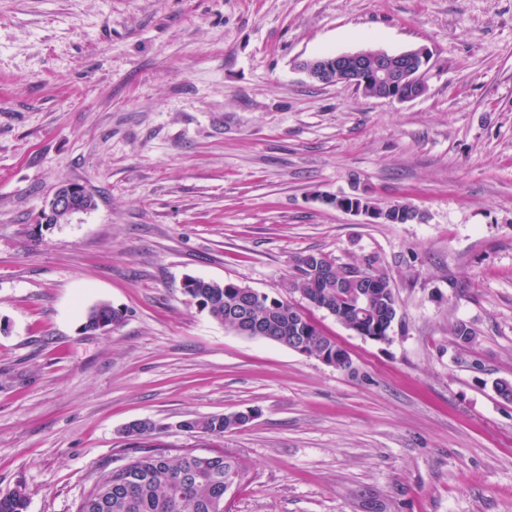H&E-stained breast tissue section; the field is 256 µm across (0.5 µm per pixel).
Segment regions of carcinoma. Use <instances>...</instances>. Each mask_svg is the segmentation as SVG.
<instances>
[{
	"label": "carcinoma",
	"instance_id": "carcinoma-1",
	"mask_svg": "<svg viewBox=\"0 0 512 512\" xmlns=\"http://www.w3.org/2000/svg\"><path fill=\"white\" fill-rule=\"evenodd\" d=\"M296 269L294 287L317 303L318 309L346 326L354 323L369 333L390 335L398 315L396 295L390 276L376 267L375 261L338 266L322 255L308 254L298 259ZM182 289L200 300V310L233 333H240L241 325L230 310L245 298L251 319L269 323L271 341L287 345L297 340L330 353L338 347L287 300L254 293L233 281L198 278L191 284H182ZM121 319L119 310L99 303L88 311L83 330L97 332L101 323L111 326ZM185 425L217 439L243 428L239 421L223 414L188 419ZM154 435L145 423L139 435L127 437L133 450L135 479L121 480L113 477L110 469L102 471L76 512H224V477L241 466L239 457L216 451L204 459L186 454L171 458L161 446L150 442ZM27 506L25 488L17 486L0 492V512H27Z\"/></svg>",
	"mask_w": 512,
	"mask_h": 512
}]
</instances>
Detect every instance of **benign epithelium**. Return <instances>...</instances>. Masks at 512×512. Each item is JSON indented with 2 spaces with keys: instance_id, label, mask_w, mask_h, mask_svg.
<instances>
[{
  "instance_id": "7a95c632",
  "label": "benign epithelium",
  "mask_w": 512,
  "mask_h": 512,
  "mask_svg": "<svg viewBox=\"0 0 512 512\" xmlns=\"http://www.w3.org/2000/svg\"><path fill=\"white\" fill-rule=\"evenodd\" d=\"M428 61V54L422 48L398 54L363 50L304 60L299 68L309 78L323 84L384 85L391 91L390 98L407 101L424 93L423 73ZM84 193L85 187L79 184L57 189L49 202L50 213L73 210Z\"/></svg>"
}]
</instances>
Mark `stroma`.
<instances>
[{
  "label": "stroma",
  "mask_w": 512,
  "mask_h": 512,
  "mask_svg": "<svg viewBox=\"0 0 512 512\" xmlns=\"http://www.w3.org/2000/svg\"><path fill=\"white\" fill-rule=\"evenodd\" d=\"M426 49L396 101L301 60ZM92 210L47 224L54 191ZM365 193L417 213L372 224ZM377 259L398 316L365 339L295 263ZM231 280L296 304L358 376L236 335L186 296ZM106 302L123 318L83 330ZM473 332L457 339V325ZM512 0H0V492L76 512L148 419L236 454L226 512H512ZM256 410L223 438L180 422Z\"/></svg>",
  "instance_id": "1"
}]
</instances>
